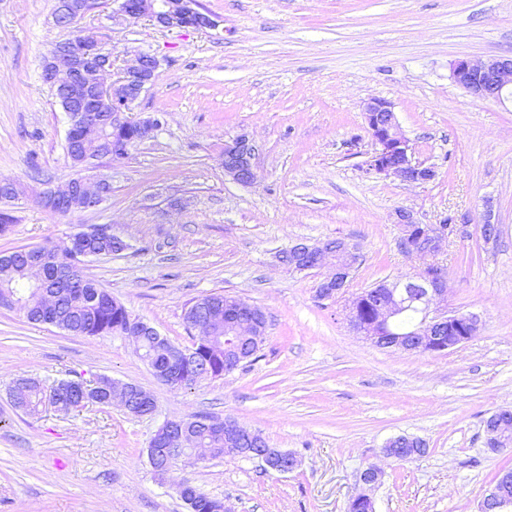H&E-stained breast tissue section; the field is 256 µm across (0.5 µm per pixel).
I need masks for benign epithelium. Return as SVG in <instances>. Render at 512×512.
<instances>
[{
    "instance_id": "1",
    "label": "benign epithelium",
    "mask_w": 512,
    "mask_h": 512,
    "mask_svg": "<svg viewBox=\"0 0 512 512\" xmlns=\"http://www.w3.org/2000/svg\"><path fill=\"white\" fill-rule=\"evenodd\" d=\"M117 14L129 24L146 19L160 29L192 28L213 29L217 21L205 10L200 0H118ZM91 8V0H59L54 22L59 24L67 19L79 20ZM112 52L106 50L93 33H83L81 38L65 44H57L43 59L41 75L46 81L63 89L81 103L84 112L83 124L69 118L66 134L68 153L78 149L81 127L97 129L102 126L103 117L98 112L109 103L112 105V149L124 153L127 143L124 135L131 128L138 138L147 139L156 129L151 118L131 120L125 112L147 89L159 66L156 57L139 54L126 62L117 80H112ZM453 82L471 95L488 100L502 101L512 97V57H492L486 60L460 59L451 68ZM363 115L370 134L373 151L366 161V172L393 177L403 183L425 184L437 177L436 167L415 160L410 141L400 129L393 104L382 98H370L363 104ZM258 146L247 134L242 133L224 144V175L231 180L249 185L257 179L254 159ZM112 194L109 176L78 174L60 186L50 187L44 195L51 211L68 213L75 208L84 211L95 210ZM395 224L400 230V246L409 256L430 257L433 262L411 278L385 284V290L369 288L360 295L373 301V316L360 317L355 304L346 305L350 328L358 335L379 348H388L408 353L441 354L453 350L474 339L481 328V318L471 312L450 310L447 306L448 270L435 261L443 254L452 236H466L472 218L467 215L446 216L436 223L421 222L414 211H395ZM480 238L484 246L494 245L502 234L499 221L494 219L491 209H486L479 222ZM93 235L112 236V254L119 255L125 250L122 238L112 234V227L106 224L89 225L72 233L71 243L83 245ZM293 258L290 270L306 273L319 270L322 280L317 288L321 300L341 301L346 298L351 274L360 259L358 248L345 241L334 247L327 244L298 242L288 248ZM411 302L422 306L421 320L408 331L387 342L383 332ZM198 317L191 328L198 331L190 347L172 345V352L183 364V382L194 383L204 378H215L230 374L250 358L247 351L258 344L266 334L265 316L261 309L238 298L224 312V370L220 372L198 367L200 355L211 349L213 330L210 320L205 318L206 306L196 309ZM121 335L132 340L136 351L143 348V338L156 336L164 339L155 326L138 318L127 316V325ZM132 385L112 382L107 403H119L130 409ZM197 419L185 417L167 420L158 428L149 443L148 460L154 464L157 456L166 451L167 435L179 430L182 446L191 449L190 457L204 455L206 459L217 457L261 460L267 468L279 474L294 471L299 460L289 451L269 446L267 440L257 431L243 427L230 419L208 418L206 425L214 434L224 438V447L195 448L193 425ZM488 445L494 450L512 446V409L499 408L486 421ZM401 437L389 438L381 454L386 459L406 461L413 449L402 448ZM382 476L376 465L367 466L360 474L363 490L351 498V502L371 500L368 491L373 489ZM509 479L503 478L492 485L484 495L481 512H496L508 500Z\"/></svg>"
}]
</instances>
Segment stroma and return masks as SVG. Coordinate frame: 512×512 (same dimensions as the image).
<instances>
[{
  "mask_svg": "<svg viewBox=\"0 0 512 512\" xmlns=\"http://www.w3.org/2000/svg\"><path fill=\"white\" fill-rule=\"evenodd\" d=\"M218 29H160L112 18L94 0L78 29L111 50L115 69L156 56L155 77L129 119L157 118L153 137L99 162L112 195L90 211L55 214L37 197L75 170L68 119L41 79V61L74 29L55 25L56 0H0V181L24 193L0 253L50 246L78 225L108 224L130 243L84 271L137 317L188 346L186 308L209 294L260 307L267 337L239 369L173 389L157 382L124 336H74L0 308V512H187L181 482L232 512H347L368 465L384 471L374 512H479L512 450L488 447L484 421L512 407V100L478 99L455 85L460 58L512 56V0H201ZM390 101L415 157L437 178L408 186L367 173L372 149L362 105ZM248 133L257 180L224 175V144ZM502 224L494 248L454 238L449 308L480 315L478 336L442 354L375 347L318 299L319 278L276 254L295 241L343 238L361 262L356 294L412 276L390 220L400 207L423 222L479 216ZM106 375L148 390L153 414L120 405L35 416L16 412L19 376L44 385ZM195 413L260 432L300 465L281 475L257 460L179 467L159 484L146 457L158 427ZM423 440L424 455L381 459L385 441Z\"/></svg>",
  "mask_w": 512,
  "mask_h": 512,
  "instance_id": "1",
  "label": "stroma"
}]
</instances>
